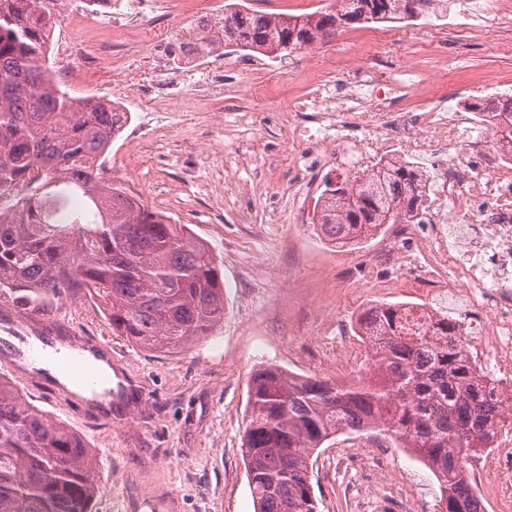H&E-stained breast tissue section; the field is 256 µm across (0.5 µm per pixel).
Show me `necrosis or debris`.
<instances>
[{"label":"necrosis or debris","mask_w":512,"mask_h":512,"mask_svg":"<svg viewBox=\"0 0 512 512\" xmlns=\"http://www.w3.org/2000/svg\"><path fill=\"white\" fill-rule=\"evenodd\" d=\"M496 126L474 128L469 149L480 161L451 156L442 163L448 190L466 189L457 201L459 213L476 220L473 235L444 227L433 204H426L418 223L400 224L391 245L360 266L370 289L418 290L431 287L440 298L455 302L462 349L479 382L505 406H512V175L502 178L493 207L476 205L480 163H496ZM496 435L476 465L483 472L474 489L492 491L512 504V416L494 421Z\"/></svg>","instance_id":"obj_1"}]
</instances>
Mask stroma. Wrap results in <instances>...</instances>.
<instances>
[{
  "label": "stroma",
  "mask_w": 512,
  "mask_h": 512,
  "mask_svg": "<svg viewBox=\"0 0 512 512\" xmlns=\"http://www.w3.org/2000/svg\"><path fill=\"white\" fill-rule=\"evenodd\" d=\"M224 0H122L120 8L85 17L68 8L54 33L50 67L76 96L115 102L131 119L113 140L107 174L149 209L188 225L207 244L224 280V318L209 336L180 352L146 350L113 331L105 304L65 294L39 305L0 295V319L13 315L29 335L45 340L87 336L109 345L122 396L103 412L55 381L31 383L15 370V388L51 419L66 423L90 449L97 492L90 512H254L241 452L248 383L275 365L336 382L321 331L347 329L383 290L362 292L350 267L385 248H337L316 228L324 182L372 165L340 162L344 142L368 137V127L338 118L328 143L294 138L320 70L361 85L369 57L387 67V85L406 95L405 117L382 154H405L439 175V153L415 148L410 113L458 112L471 125L473 102L512 97V0H455L447 18L386 24L389 38L363 51L371 25L339 28L280 61L261 54L213 55L207 64H175L157 50L176 42L188 22L210 16ZM183 94L182 107L160 100ZM362 437L342 433L312 458L319 512H398L414 500L420 512H441L434 474L407 449H392L385 468L369 454L348 459Z\"/></svg>",
  "instance_id": "35a3bbf8"
}]
</instances>
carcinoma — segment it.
Masks as SVG:
<instances>
[{
    "label": "carcinoma",
    "mask_w": 512,
    "mask_h": 512,
    "mask_svg": "<svg viewBox=\"0 0 512 512\" xmlns=\"http://www.w3.org/2000/svg\"><path fill=\"white\" fill-rule=\"evenodd\" d=\"M70 0H0V289L30 301L83 290L105 300L112 328L152 351L201 338L224 317V282L208 248L181 224L148 209L104 177L128 113L70 94L47 74L50 36ZM443 0H335L303 14H259L234 2L186 26L197 44L285 60L340 27L439 18ZM471 108L497 124L512 161V98ZM430 176L401 157L363 177L326 183L321 237L360 247L389 224L419 215ZM408 305L373 303L355 321L374 354L370 377L349 383L300 378L277 366L249 385L242 441L256 512H318L312 456L340 431L381 428L440 483L442 512H484L463 460L495 436L498 400L475 379L458 323L407 336ZM93 457L81 437L52 421L0 374V512H89Z\"/></svg>",
    "instance_id": "1"
}]
</instances>
